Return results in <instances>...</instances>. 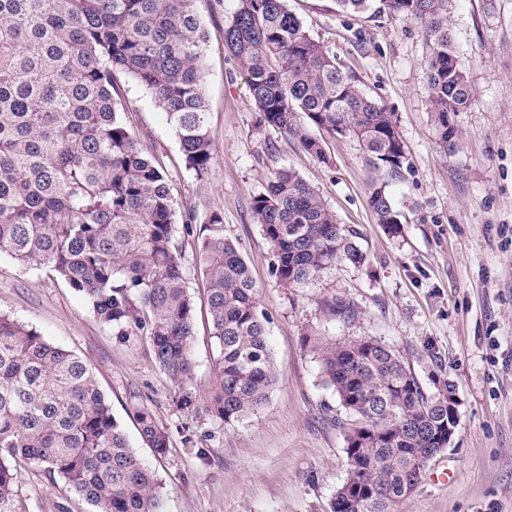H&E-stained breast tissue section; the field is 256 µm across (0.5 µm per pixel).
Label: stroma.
Instances as JSON below:
<instances>
[{"label": "stroma", "mask_w": 512, "mask_h": 512, "mask_svg": "<svg viewBox=\"0 0 512 512\" xmlns=\"http://www.w3.org/2000/svg\"><path fill=\"white\" fill-rule=\"evenodd\" d=\"M308 33L336 55L373 97L394 112L409 167L386 190L402 215L401 232L376 224L364 155L356 141L328 144V162L303 151L260 121L237 64L224 46V23L237 0H201L207 28L206 104L216 161L197 182L182 160L164 112L121 77L125 118L137 145L166 169L181 211L205 221L224 216L269 318L276 383L268 405L227 424L207 410L216 385L195 237L179 242L186 286L196 305L194 374L185 389L194 405H177L178 387L155 365L144 337L121 338L85 298L49 269L33 270L0 254V312L34 327L94 372L112 413L161 485L164 512H330L346 477L343 413L318 378L305 348L311 332L341 341L372 336L393 347L428 392L452 382L460 421L449 448L428 465L397 512H512V0H454L448 26L475 98L459 113L461 148L436 146L423 63L424 34L392 17L350 16L336 0H286ZM281 168L314 186L340 223L355 229L364 265L339 262L299 288L279 284L252 200ZM353 318L330 316L332 301ZM141 403L172 446L155 457L130 413ZM448 470L447 481L434 480ZM16 495L0 512H95L56 475L17 465Z\"/></svg>", "instance_id": "stroma-1"}]
</instances>
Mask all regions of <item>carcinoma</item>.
Returning <instances> with one entry per match:
<instances>
[{
    "label": "carcinoma",
    "mask_w": 512,
    "mask_h": 512,
    "mask_svg": "<svg viewBox=\"0 0 512 512\" xmlns=\"http://www.w3.org/2000/svg\"><path fill=\"white\" fill-rule=\"evenodd\" d=\"M198 0H0V254L49 268L90 303L116 336L140 334L153 360L182 387L194 372L195 307L176 247L177 202L169 177L143 153L123 120L117 74L143 86L166 112L185 167L208 179L214 153L205 101L207 29ZM349 13L421 27L436 145L459 150L455 123L474 102L452 47L451 0H336ZM224 42L243 71L263 123L319 161L326 139L355 140L374 174L377 223L400 232L381 173L409 166L394 113L341 70L286 0H238ZM286 287L316 280L338 262L362 265L357 232L338 222L299 173L275 172L253 199ZM197 234L215 339L217 392L209 410L226 424L269 403L276 381L259 289L239 246L212 211ZM305 346L322 385L346 413V479L380 488L350 512H395L420 483L416 461L440 446L448 411L410 366L372 336L336 342L313 333ZM131 414L143 443L166 455L168 433L151 410ZM46 466L96 512H163L154 473L137 456L94 373L35 328L0 313V505L14 493L13 462Z\"/></svg>",
    "instance_id": "carcinoma-1"
}]
</instances>
